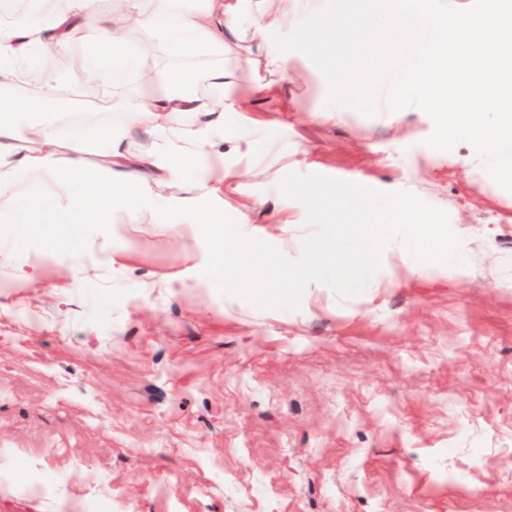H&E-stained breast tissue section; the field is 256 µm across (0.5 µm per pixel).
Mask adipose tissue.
Listing matches in <instances>:
<instances>
[{"label":"adipose tissue","mask_w":512,"mask_h":512,"mask_svg":"<svg viewBox=\"0 0 512 512\" xmlns=\"http://www.w3.org/2000/svg\"><path fill=\"white\" fill-rule=\"evenodd\" d=\"M242 0H122L103 13L99 0H63L44 21L20 24L0 15V224H59L90 218L109 225L164 224L167 190L195 170L197 196L220 190L230 175L254 173L253 134L246 124L224 136V115L242 112L250 93L240 76L224 66L241 38ZM149 32L172 62L157 66L137 54L126 37L130 26ZM209 58L200 69L187 56ZM68 60L61 72L50 57ZM141 75L133 94L116 97L128 77ZM93 82V109L110 114L106 125L71 135L55 112ZM153 135L151 153L125 148L135 132ZM189 152H182V145ZM237 159V171L197 169L198 160ZM103 160L100 174L88 156Z\"/></svg>","instance_id":"adipose-tissue-1"}]
</instances>
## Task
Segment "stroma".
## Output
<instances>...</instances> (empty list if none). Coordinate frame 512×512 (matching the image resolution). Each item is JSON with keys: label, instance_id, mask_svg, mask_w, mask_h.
Returning a JSON list of instances; mask_svg holds the SVG:
<instances>
[{"label": "stroma", "instance_id": "35a3bbf8", "mask_svg": "<svg viewBox=\"0 0 512 512\" xmlns=\"http://www.w3.org/2000/svg\"><path fill=\"white\" fill-rule=\"evenodd\" d=\"M250 73L259 175L241 231L291 259L314 233L290 173L407 190L446 211L464 267L386 245L365 290L310 283L259 310L203 276L169 188L165 224L0 235V512H512V192L471 144L425 146L410 106L325 109L302 51Z\"/></svg>", "mask_w": 512, "mask_h": 512}]
</instances>
